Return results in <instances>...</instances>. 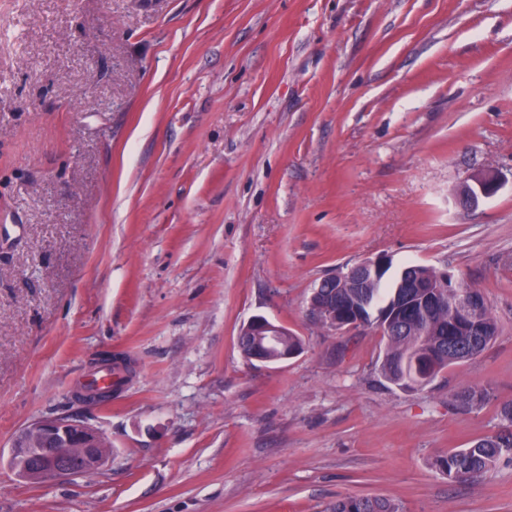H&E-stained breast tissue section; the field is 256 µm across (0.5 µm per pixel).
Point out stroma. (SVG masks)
I'll return each mask as SVG.
<instances>
[{
  "label": "stroma",
  "instance_id": "stroma-1",
  "mask_svg": "<svg viewBox=\"0 0 512 512\" xmlns=\"http://www.w3.org/2000/svg\"><path fill=\"white\" fill-rule=\"evenodd\" d=\"M381 254L479 288L495 341L388 384L379 329L308 313ZM255 315L302 353L246 361ZM104 353L134 378L77 401ZM468 386L489 396L456 410ZM507 401L512 0H0V451L57 414L112 442L91 476L0 466V512H512V464L435 465ZM503 182L502 177L496 173L474 176L471 183H467L460 190V200L466 207H477L483 199L496 194ZM331 512H406L404 506L377 496H345L336 499Z\"/></svg>",
  "mask_w": 512,
  "mask_h": 512
}]
</instances>
